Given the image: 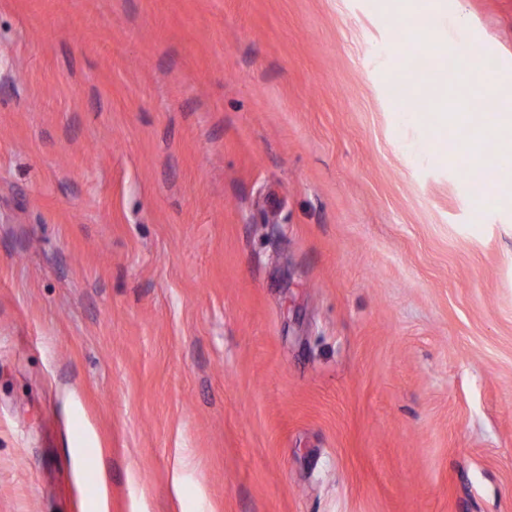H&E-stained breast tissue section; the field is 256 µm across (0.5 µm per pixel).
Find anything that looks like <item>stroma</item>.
<instances>
[{
  "label": "stroma",
  "mask_w": 512,
  "mask_h": 512,
  "mask_svg": "<svg viewBox=\"0 0 512 512\" xmlns=\"http://www.w3.org/2000/svg\"><path fill=\"white\" fill-rule=\"evenodd\" d=\"M448 15L0 0V512H512V188L394 97Z\"/></svg>",
  "instance_id": "obj_1"
}]
</instances>
